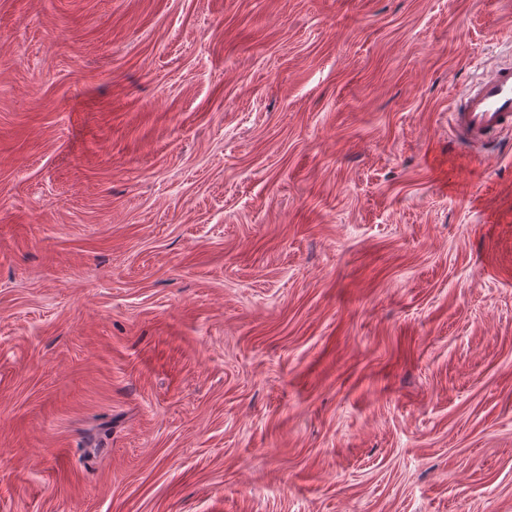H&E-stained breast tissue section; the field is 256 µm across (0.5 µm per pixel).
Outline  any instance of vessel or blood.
<instances>
[{"label": "vessel or blood", "mask_w": 512, "mask_h": 512, "mask_svg": "<svg viewBox=\"0 0 512 512\" xmlns=\"http://www.w3.org/2000/svg\"><path fill=\"white\" fill-rule=\"evenodd\" d=\"M449 125L455 139L476 152L493 136L512 132V63L498 64L452 102Z\"/></svg>", "instance_id": "vessel-or-blood-1"}]
</instances>
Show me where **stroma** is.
I'll list each match as a JSON object with an SVG mask.
<instances>
[{"mask_svg": "<svg viewBox=\"0 0 512 512\" xmlns=\"http://www.w3.org/2000/svg\"><path fill=\"white\" fill-rule=\"evenodd\" d=\"M512 0H0V512H512ZM449 125L455 140L481 152L496 134L512 130V63L502 62L459 100H452Z\"/></svg>", "mask_w": 512, "mask_h": 512, "instance_id": "1", "label": "stroma"}]
</instances>
